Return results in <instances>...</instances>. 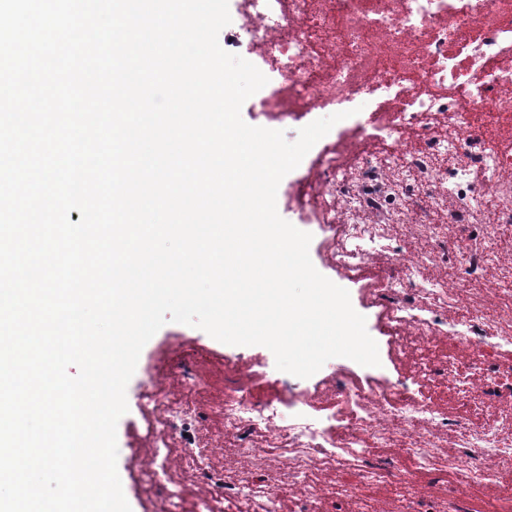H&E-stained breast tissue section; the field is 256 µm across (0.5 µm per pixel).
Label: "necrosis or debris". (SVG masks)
I'll return each instance as SVG.
<instances>
[{"instance_id": "necrosis-or-debris-1", "label": "necrosis or debris", "mask_w": 512, "mask_h": 512, "mask_svg": "<svg viewBox=\"0 0 512 512\" xmlns=\"http://www.w3.org/2000/svg\"><path fill=\"white\" fill-rule=\"evenodd\" d=\"M236 8L225 50H246L275 82L260 110L294 121L347 106L368 114L342 120L299 193L329 240L331 264L375 273L371 300L396 312L391 340L399 354L418 356V377L499 411L512 401V263L496 261L494 249L512 227V145L489 141L482 127L512 125V0H237ZM380 253L389 262L377 270ZM487 280L499 300L493 313L464 294ZM445 343L476 363L434 356ZM193 366L185 357L172 390L148 375L138 405L159 441L143 493L175 502L173 474L182 471L208 489L194 512H214L215 490L241 512H271L284 480L304 506L334 495L352 502V487L328 491L322 476L353 464L368 484L394 482L397 466L379 448H400L431 474L451 455L466 469L452 499L415 492L408 512H460L468 489L500 486L512 472V414L474 427L407 385L370 384L348 369L294 395L258 398L235 385L224 395L222 442L203 444L209 414L193 402ZM270 448L281 449V463ZM222 449L231 467L214 465Z\"/></svg>"}]
</instances>
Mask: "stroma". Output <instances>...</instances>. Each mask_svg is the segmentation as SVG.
Wrapping results in <instances>:
<instances>
[{
    "label": "stroma",
    "mask_w": 512,
    "mask_h": 512,
    "mask_svg": "<svg viewBox=\"0 0 512 512\" xmlns=\"http://www.w3.org/2000/svg\"><path fill=\"white\" fill-rule=\"evenodd\" d=\"M312 161V156H305L300 165L282 179L277 191V209L285 220L311 234L309 255L314 267L332 282L345 288L350 295L353 308L366 318V329L378 344L381 364L371 368L357 366V373L368 374L391 384L409 382L422 396L434 401L448 417L473 424L479 423L481 412L473 410L466 401L458 397L453 388L415 380L412 361H402L395 357L390 342L381 330V318L377 309L366 307L362 301V293L364 289L370 288V281L354 282L348 276L329 268L322 230L313 224L310 215L297 205L298 183L309 170ZM201 345L208 347L209 354L195 363V372L201 381L196 399L200 406L210 409L213 413L207 431L214 437L219 438L223 435L222 410L225 388L240 381L242 370H249L253 384L265 394L280 389L285 382L296 390L314 384L313 379L289 376L279 371L275 366L273 353L266 347L227 345L215 340L201 329L174 322L166 323L141 351L137 368L126 389L128 411L117 424L118 472L132 512H161L160 502L143 498L140 494L137 462L146 456L149 448L154 445L147 422L137 409V394L142 386L144 373L149 370L156 375L167 377L169 381H176L178 374L174 368L175 356ZM378 454L398 462L400 476L405 483L424 485L447 494L453 493L461 484V468L455 462H448L439 476L433 477L414 460L403 456L398 449L382 448Z\"/></svg>",
    "instance_id": "stroma-1"
}]
</instances>
